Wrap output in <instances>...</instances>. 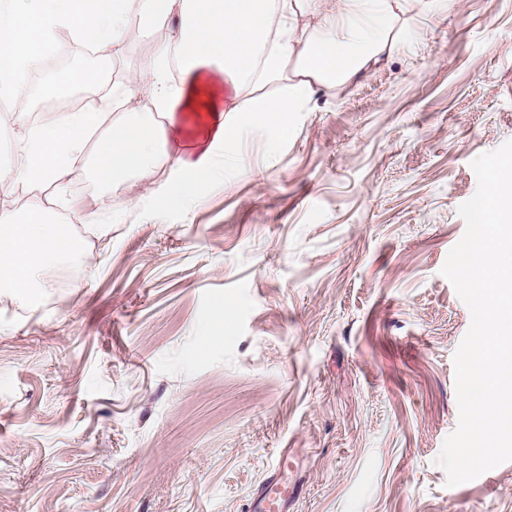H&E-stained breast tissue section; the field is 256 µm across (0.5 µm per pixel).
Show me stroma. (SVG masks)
I'll return each instance as SVG.
<instances>
[{
    "label": "stroma",
    "instance_id": "35a3bbf8",
    "mask_svg": "<svg viewBox=\"0 0 512 512\" xmlns=\"http://www.w3.org/2000/svg\"><path fill=\"white\" fill-rule=\"evenodd\" d=\"M391 56L261 121L218 176L71 191L77 255L0 290V512H246L296 453L294 512H512V461L447 487L453 356L441 275L471 161L512 140V0H442ZM0 103V163L39 117ZM199 184L190 208L159 188Z\"/></svg>",
    "mask_w": 512,
    "mask_h": 512
}]
</instances>
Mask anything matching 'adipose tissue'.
Returning <instances> with one entry per match:
<instances>
[{
    "label": "adipose tissue",
    "mask_w": 512,
    "mask_h": 512,
    "mask_svg": "<svg viewBox=\"0 0 512 512\" xmlns=\"http://www.w3.org/2000/svg\"><path fill=\"white\" fill-rule=\"evenodd\" d=\"M427 7V0H0L1 100L25 94L18 74L35 69L62 36L117 49L129 26L150 37L160 22L177 24L126 90L130 108L138 87L149 86L160 119L133 123L125 112L113 113L107 147L91 162L86 148L98 113L47 114L25 127L15 160L0 166V192L47 184L63 208L70 172L88 163L110 187L127 184L132 172L150 183L160 161L213 172L219 151L247 128V115L281 117L299 111L314 85L351 83L390 55L398 21ZM312 30L317 39L309 38ZM172 56L180 69L175 82L167 70ZM288 67L286 97L245 95L247 84L280 79ZM66 230L41 203L23 211L1 204L0 288L25 296L43 259L76 253Z\"/></svg>",
    "instance_id": "ef3b65f1"
}]
</instances>
